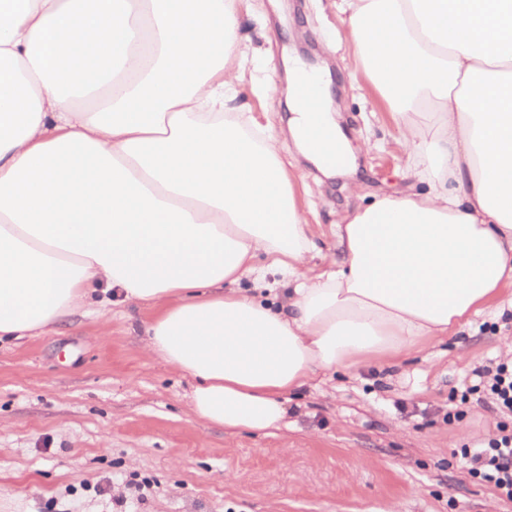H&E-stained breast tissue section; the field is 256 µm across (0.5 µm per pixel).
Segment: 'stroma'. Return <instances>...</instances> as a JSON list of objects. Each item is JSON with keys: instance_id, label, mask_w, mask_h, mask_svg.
I'll return each mask as SVG.
<instances>
[{"instance_id": "1", "label": "stroma", "mask_w": 512, "mask_h": 512, "mask_svg": "<svg viewBox=\"0 0 512 512\" xmlns=\"http://www.w3.org/2000/svg\"><path fill=\"white\" fill-rule=\"evenodd\" d=\"M241 15L253 83L279 94L247 84L238 103L277 132L315 241L333 250L356 183L297 151L285 105L293 58H316L337 82L359 181L387 194L421 185L384 102L351 75L336 0H243ZM148 317L116 305L104 320L86 307L43 335L0 341V512H512L460 455L499 423L512 429L466 393L476 369L506 361L512 309L489 308L397 364L363 362L303 388L274 436L194 418L191 379L144 352Z\"/></svg>"}]
</instances>
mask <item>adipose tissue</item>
I'll return each instance as SVG.
<instances>
[{
	"instance_id": "adipose-tissue-1",
	"label": "adipose tissue",
	"mask_w": 512,
	"mask_h": 512,
	"mask_svg": "<svg viewBox=\"0 0 512 512\" xmlns=\"http://www.w3.org/2000/svg\"><path fill=\"white\" fill-rule=\"evenodd\" d=\"M336 10L427 188L361 203L324 254L276 137L234 109L237 0H0V338L115 292L195 417L270 435L318 375L512 305V0ZM327 101L290 98V129L330 177ZM269 274L286 298L240 286Z\"/></svg>"
}]
</instances>
